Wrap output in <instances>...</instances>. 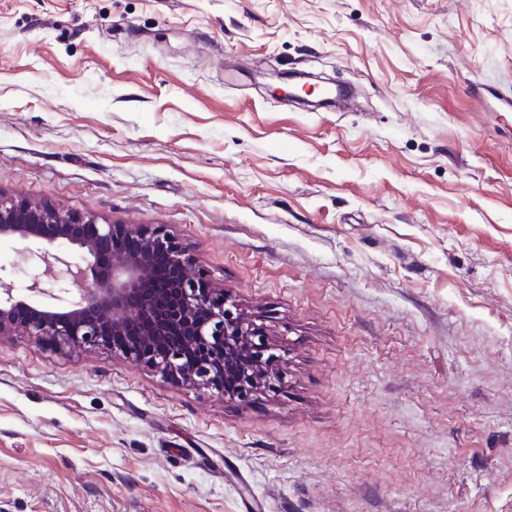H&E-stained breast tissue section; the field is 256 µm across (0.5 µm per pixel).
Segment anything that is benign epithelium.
I'll list each match as a JSON object with an SVG mask.
<instances>
[{"instance_id": "1", "label": "benign epithelium", "mask_w": 512, "mask_h": 512, "mask_svg": "<svg viewBox=\"0 0 512 512\" xmlns=\"http://www.w3.org/2000/svg\"><path fill=\"white\" fill-rule=\"evenodd\" d=\"M265 78L278 83L273 91L283 97L308 88L296 73ZM0 237L25 243L19 257L30 270L27 290L54 301L38 308L1 289L0 337L20 332L55 349L109 346L164 378L223 395L233 388L243 401L262 388L277 390L280 355L224 289L196 270L164 225L102 224L91 214L0 196ZM104 244L112 251L105 271L99 261ZM73 248L85 265L68 259ZM160 253L180 270L162 302L139 288ZM43 266L55 269L49 282L39 273Z\"/></svg>"}]
</instances>
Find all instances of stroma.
<instances>
[{
	"mask_svg": "<svg viewBox=\"0 0 512 512\" xmlns=\"http://www.w3.org/2000/svg\"><path fill=\"white\" fill-rule=\"evenodd\" d=\"M474 86L512 99V0H0V194L166 225L282 356L242 402L0 338V512H512V111ZM301 74L302 73L277 72L263 74L262 77L278 83V86L273 87L274 92L279 93L283 97L296 98L299 96L296 90L300 84L296 80Z\"/></svg>",
	"mask_w": 512,
	"mask_h": 512,
	"instance_id": "obj_1",
	"label": "stroma"
}]
</instances>
